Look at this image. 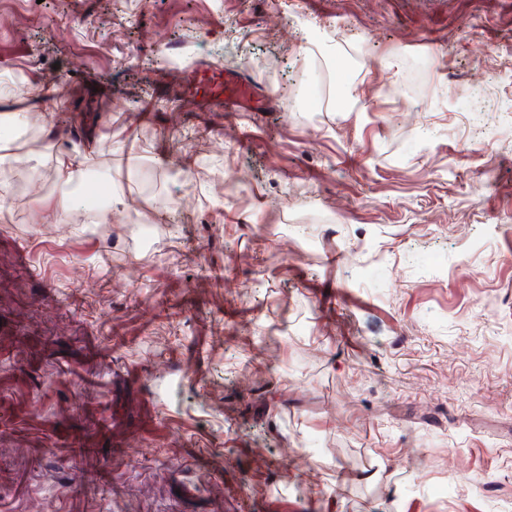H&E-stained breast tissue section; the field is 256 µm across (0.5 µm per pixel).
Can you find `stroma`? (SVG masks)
<instances>
[{
	"label": "stroma",
	"mask_w": 512,
	"mask_h": 512,
	"mask_svg": "<svg viewBox=\"0 0 512 512\" xmlns=\"http://www.w3.org/2000/svg\"><path fill=\"white\" fill-rule=\"evenodd\" d=\"M0 151V512H512V0H0ZM186 87L190 93L223 104L224 112H247L257 103L269 105L265 94H259L242 72L224 71L218 65H201L191 71ZM81 152H63L57 160L56 174L60 181L64 184H70L80 180L82 176V160Z\"/></svg>",
	"instance_id": "stroma-1"
}]
</instances>
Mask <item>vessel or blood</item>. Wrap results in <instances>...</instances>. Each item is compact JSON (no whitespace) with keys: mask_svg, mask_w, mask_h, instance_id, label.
I'll return each instance as SVG.
<instances>
[{"mask_svg":"<svg viewBox=\"0 0 512 512\" xmlns=\"http://www.w3.org/2000/svg\"><path fill=\"white\" fill-rule=\"evenodd\" d=\"M186 87L190 93L222 104L228 112H245L266 101L243 73L229 72L217 65H202L191 71Z\"/></svg>","mask_w":512,"mask_h":512,"instance_id":"b4317fda","label":"vessel or blood"}]
</instances>
